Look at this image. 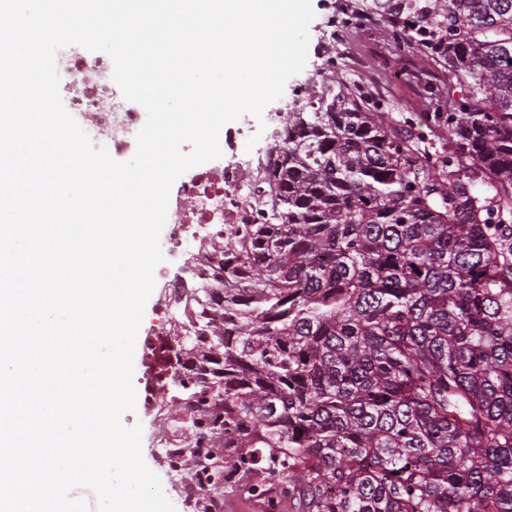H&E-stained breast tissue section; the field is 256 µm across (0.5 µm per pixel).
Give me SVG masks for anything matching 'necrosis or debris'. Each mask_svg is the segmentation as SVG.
Here are the masks:
<instances>
[{"label": "necrosis or debris", "mask_w": 512, "mask_h": 512, "mask_svg": "<svg viewBox=\"0 0 512 512\" xmlns=\"http://www.w3.org/2000/svg\"><path fill=\"white\" fill-rule=\"evenodd\" d=\"M56 66L66 79L70 107L83 114V128L90 138L107 139L113 155L133 157L144 109L124 98L112 79L111 58L105 54L88 58L70 46L58 52ZM266 153L262 147L235 165L198 168L183 182L168 204L170 252L181 253L189 242L207 245L225 225L241 223L253 198L249 176Z\"/></svg>", "instance_id": "obj_1"}]
</instances>
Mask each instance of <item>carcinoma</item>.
I'll use <instances>...</instances> for the list:
<instances>
[{
    "instance_id": "carcinoma-1",
    "label": "carcinoma",
    "mask_w": 512,
    "mask_h": 512,
    "mask_svg": "<svg viewBox=\"0 0 512 512\" xmlns=\"http://www.w3.org/2000/svg\"><path fill=\"white\" fill-rule=\"evenodd\" d=\"M467 2L390 32L465 88L448 111L326 80L281 116L263 223L178 296L155 378L201 495L267 468L264 512H512V0Z\"/></svg>"
}]
</instances>
